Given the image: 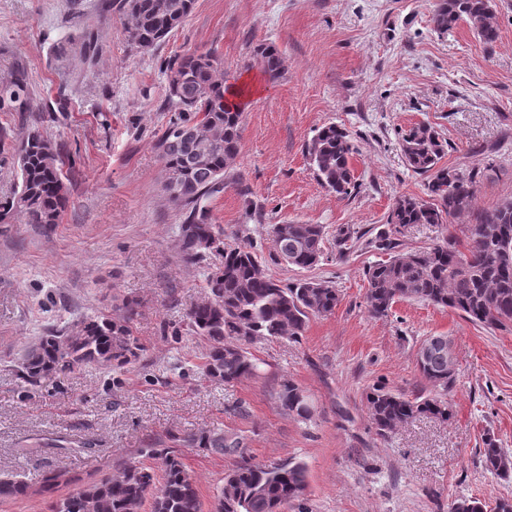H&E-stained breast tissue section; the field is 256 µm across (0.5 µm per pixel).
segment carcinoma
Listing matches in <instances>:
<instances>
[{"label": "carcinoma", "mask_w": 512, "mask_h": 512, "mask_svg": "<svg viewBox=\"0 0 512 512\" xmlns=\"http://www.w3.org/2000/svg\"><path fill=\"white\" fill-rule=\"evenodd\" d=\"M195 0H112V10L129 19L131 41L150 51L175 28L183 24ZM461 20L469 21L480 41L488 48L499 40L493 0H435L431 21L439 33H446ZM255 56L270 81L280 78L282 59L277 49L260 44ZM215 52L176 57L166 68L169 105L178 116L155 141L163 170L183 171L179 195L172 202L184 210L177 239L178 253L198 265L216 252L220 266H206L203 288L206 297L188 313L189 331L206 339L208 353L202 374L226 384L252 377L260 362L249 346L260 339L282 338L298 341L313 316H328L340 303L338 290L329 281L299 279L283 284L268 276L252 245L224 244V230L211 223L207 202L228 183V170L240 153L242 113L224 97V84L216 79ZM43 106L34 102L25 77L0 85V112H15L25 121H36L34 113ZM200 127L213 138L209 164L191 161V148L181 130ZM447 142L431 126L420 124L402 134V152L415 173L427 177L428 199L400 197L387 223L445 224L469 210L481 171L463 172L440 164ZM306 152L322 186L340 197L356 189L350 134L330 123L317 130L306 144ZM0 155L11 157L19 170L20 184L14 195L0 202V222L13 214L26 224L58 223L67 203V189L58 169V144L36 128L17 139L0 128ZM329 230L321 224L296 221L271 231L272 260L308 270L318 265ZM357 231L348 224L336 226L334 240L338 256L344 257ZM466 243L450 238L427 250L403 251L389 232L370 241L388 259L366 270V308L376 318L385 317L399 301H423L463 314L465 319L489 329L512 326V202L504 204L466 225ZM119 317L87 316L66 329L39 337L27 347L23 358V379L38 386L46 381L88 365L122 368L142 352L133 336L136 303H122ZM419 373L444 391L448 377V352L437 348ZM302 388L291 380L282 384L279 400L288 414L301 421L312 418V409L300 400ZM367 406L377 434L386 437L402 423L418 415H432L443 421L453 416L449 402L434 396L408 398L384 386L366 394ZM479 455L484 470L506 477L512 469V455L496 439L487 437ZM199 448L236 458L224 476L213 512H281L296 502L304 507L308 469L301 461L266 465L254 461L244 439L221 432L204 431L145 449L157 467L134 462L124 464L115 474L86 485L79 491L52 502L51 512H202L197 482L188 473L179 448ZM31 484L24 480H0V497L21 498ZM448 512H512V498L493 503L458 496Z\"/></svg>", "instance_id": "cac0c4a2"}]
</instances>
